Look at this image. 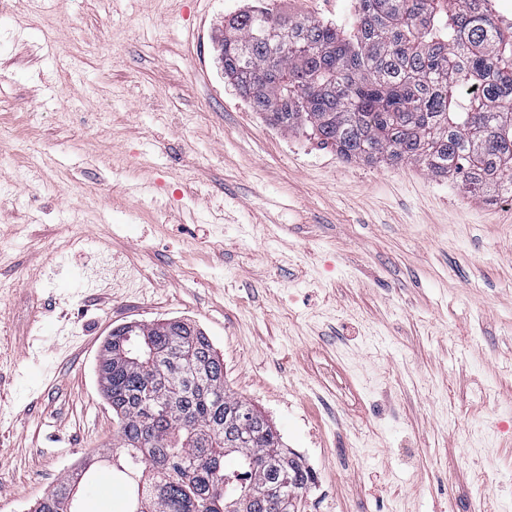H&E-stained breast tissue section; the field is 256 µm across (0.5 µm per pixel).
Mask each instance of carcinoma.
<instances>
[{"instance_id":"cac0c4a2","label":"carcinoma","mask_w":512,"mask_h":512,"mask_svg":"<svg viewBox=\"0 0 512 512\" xmlns=\"http://www.w3.org/2000/svg\"><path fill=\"white\" fill-rule=\"evenodd\" d=\"M342 28L265 7L224 23V78L285 131L346 161L421 162L462 190L512 195V23L491 0H356ZM97 379L118 424L129 512H297L312 474L235 396L208 336L175 319L112 329ZM235 458L232 469L225 459ZM68 476L36 512L73 508Z\"/></svg>"}]
</instances>
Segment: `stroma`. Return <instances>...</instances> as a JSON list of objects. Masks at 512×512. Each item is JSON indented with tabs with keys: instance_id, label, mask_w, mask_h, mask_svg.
I'll list each match as a JSON object with an SVG mask.
<instances>
[{
	"instance_id": "obj_1",
	"label": "stroma",
	"mask_w": 512,
	"mask_h": 512,
	"mask_svg": "<svg viewBox=\"0 0 512 512\" xmlns=\"http://www.w3.org/2000/svg\"><path fill=\"white\" fill-rule=\"evenodd\" d=\"M247 2L0 10V512L81 470L126 512L97 359L172 318L313 472L299 512H512V196L270 125L216 60Z\"/></svg>"
}]
</instances>
